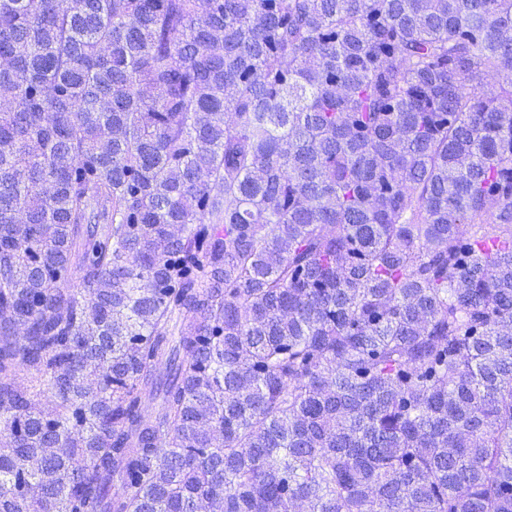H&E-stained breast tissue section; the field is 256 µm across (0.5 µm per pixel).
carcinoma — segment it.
Here are the masks:
<instances>
[{"label":"carcinoma","instance_id":"obj_1","mask_svg":"<svg viewBox=\"0 0 512 512\" xmlns=\"http://www.w3.org/2000/svg\"><path fill=\"white\" fill-rule=\"evenodd\" d=\"M509 69L512 0H0V512H512Z\"/></svg>","mask_w":512,"mask_h":512}]
</instances>
